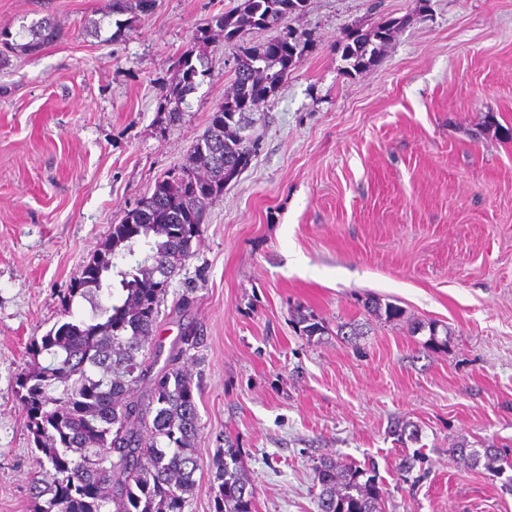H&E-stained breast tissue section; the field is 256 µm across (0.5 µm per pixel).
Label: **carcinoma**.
<instances>
[{"instance_id": "1", "label": "carcinoma", "mask_w": 512, "mask_h": 512, "mask_svg": "<svg viewBox=\"0 0 512 512\" xmlns=\"http://www.w3.org/2000/svg\"><path fill=\"white\" fill-rule=\"evenodd\" d=\"M154 2L112 0V36L124 35ZM306 2L241 0L234 10L212 17L178 57L160 111L176 119L198 78L208 73L212 30L230 42L247 30L279 25ZM57 37L51 17L15 34L0 29V44L19 54L35 53ZM389 39L384 27L346 31V69L358 72L376 62ZM308 44L305 34L289 29L266 43L238 47L232 92L214 110L188 162L112 225L64 297L69 320L33 341V361L16 384L45 474L30 486L35 512H183L200 470V422L193 381L180 360L200 337L187 331L180 350L156 368L160 354L147 346L166 294L158 276L175 272L192 255L206 204L223 195L224 185L254 156L244 135L253 123L250 112L276 92ZM77 297L91 306L87 320L72 317ZM366 306L390 321L404 316L390 302L371 300ZM295 324L306 336L324 330L311 314H298ZM43 354L45 364L39 361ZM451 452L467 466L483 459L487 468L502 472L512 464L511 453L463 441ZM314 481L320 512H382L385 491L369 466L324 457L314 467ZM210 486L215 512H256L255 489L233 446L213 460Z\"/></svg>"}]
</instances>
